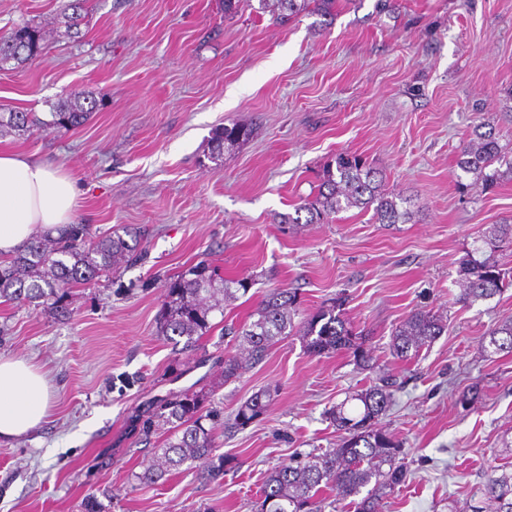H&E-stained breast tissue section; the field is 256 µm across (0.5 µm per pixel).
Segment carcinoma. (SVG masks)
Returning <instances> with one entry per match:
<instances>
[{
	"instance_id": "cac0c4a2",
	"label": "carcinoma",
	"mask_w": 512,
	"mask_h": 512,
	"mask_svg": "<svg viewBox=\"0 0 512 512\" xmlns=\"http://www.w3.org/2000/svg\"><path fill=\"white\" fill-rule=\"evenodd\" d=\"M87 0H63L59 18L69 36L81 34L86 18ZM259 9L277 13L286 23L302 14L318 15L322 24L336 15V0H258ZM44 27L32 22L17 24L0 33V70L23 66L39 58L45 48ZM98 100L77 90L61 94L51 105L49 118L34 112H0V136H23L35 130H70L88 121ZM252 130L244 123H233L215 131L210 141V158L218 159L224 149L244 143ZM504 161L495 129L481 121L473 126L470 138L463 142L457 166L473 174L475 181L490 186L498 171L486 172ZM405 199L382 188L377 172L360 156L341 152L327 163L319 176L311 200L295 208V214L281 217L282 224H323L351 208L373 211L378 224H403L412 212L403 207ZM481 245L459 270L461 288L458 300L476 302L490 299L512 288V269L497 259L503 251H512V223L490 225L480 237ZM481 257H475V254ZM142 257V236L123 227L95 234L88 224H67L58 236H44L22 246L8 261L0 262V299L20 307L43 309L55 316L72 314L71 299L76 289L132 265ZM244 280L226 279L205 260H200L173 278L165 286L156 319V335L172 340L185 339L184 348L193 350L216 327L215 315H224V303L236 299L239 291H248ZM344 300L334 298L321 305L302 323L299 336L313 356L344 351L363 370L375 371V359L367 339L343 318ZM300 305L294 289L275 288L262 300L243 325L225 328L233 336L235 351L224 352L219 383L225 384L246 370L262 363L271 348L290 335L291 315ZM447 328V321L430 310H417L392 330L390 354L407 362L419 357ZM481 346L494 354L512 355V317L496 324ZM399 386L397 379L377 374L368 385L349 394L328 411V419L339 433V443L321 453H309L272 471L266 478L261 512H322L326 491L336 499L357 496L370 487L355 512H382L383 500L406 480L402 443L386 428L384 418ZM215 387L184 390L150 399L127 418L129 433L148 440L161 438L152 463L138 480L155 482L179 469L188 461L205 460L207 468L200 478L217 481L232 468L231 459L216 454V431L222 427L243 429L265 415L274 393L263 389L244 401L231 422L224 423L223 411L213 402ZM480 492L490 512H512V471L492 469Z\"/></svg>"
}]
</instances>
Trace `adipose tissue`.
I'll return each instance as SVG.
<instances>
[{"label":"adipose tissue","instance_id":"ef3b65f1","mask_svg":"<svg viewBox=\"0 0 512 512\" xmlns=\"http://www.w3.org/2000/svg\"><path fill=\"white\" fill-rule=\"evenodd\" d=\"M78 196L75 180L10 149L0 150V258L28 239L55 235L70 223ZM49 412L46 374L23 358L0 356V441L34 430Z\"/></svg>","mask_w":512,"mask_h":512}]
</instances>
